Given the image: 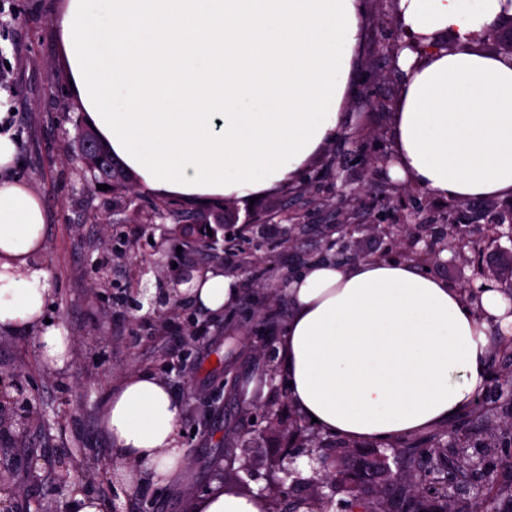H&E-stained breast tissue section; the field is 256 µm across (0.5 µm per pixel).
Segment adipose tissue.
<instances>
[{"mask_svg":"<svg viewBox=\"0 0 512 512\" xmlns=\"http://www.w3.org/2000/svg\"><path fill=\"white\" fill-rule=\"evenodd\" d=\"M506 13L507 0H399L403 26L431 50L399 57L394 178L460 201L512 198V60L467 47ZM360 14V0H67L60 34L79 107L140 188L240 200L295 179L339 129ZM449 34L460 42L452 52L438 45ZM45 224L27 186L0 181V328L41 327L43 359L60 367L67 333L42 323ZM286 291L276 350L288 398L348 441L388 444L447 424L485 386L488 321L512 329L503 290L474 306L414 263L317 261ZM192 293L215 315L239 297L219 269ZM181 415L153 374L110 391L103 427L125 491L140 490L144 474L177 481ZM190 510L269 512V503L215 489Z\"/></svg>","mask_w":512,"mask_h":512,"instance_id":"1","label":"adipose tissue"}]
</instances>
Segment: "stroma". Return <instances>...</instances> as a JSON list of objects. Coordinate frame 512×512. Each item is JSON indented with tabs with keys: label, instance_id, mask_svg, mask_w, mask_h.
Here are the masks:
<instances>
[{
	"label": "stroma",
	"instance_id": "obj_1",
	"mask_svg": "<svg viewBox=\"0 0 512 512\" xmlns=\"http://www.w3.org/2000/svg\"><path fill=\"white\" fill-rule=\"evenodd\" d=\"M14 22L0 29V72L13 82L16 117L11 135L17 145L10 176L42 201L47 215L44 248L38 259L49 272L52 324L64 327L72 340V357L64 366L44 363L36 345L38 329H0V375L22 381L24 395L0 387L9 403L0 412V475L7 480L0 495L10 512H66L70 489L60 488L47 469L75 467V485L92 489L112 504V512H187L191 499L214 487L241 489L255 495L269 491L279 468L308 480L318 464L305 446L293 443L286 429L299 414L286 386L271 389L266 379L275 358L249 339L250 313L234 322L210 325L206 336L185 346L188 317L204 320L205 312L171 316L160 327L153 309L143 308L139 323L128 321L119 298L130 273L164 258L180 262L191 237L182 230L184 216L222 218L229 229L246 214L256 216L291 209L304 213L310 225L298 239L279 245L261 259L258 277L238 276L240 302L259 289L278 292L295 266L297 254L327 253L418 261L430 247L440 248L442 263L429 272L449 287L467 282L495 287L512 284V241L487 237L490 224L512 223L505 200L467 203V216L456 221L458 248H443L430 229L443 224L450 198L394 180L392 112L405 79L395 46L399 20L394 0H361L362 42L354 61L355 90L346 102L344 120L323 153L300 174L304 193L289 203L285 189L228 205L174 199L164 223L148 221V194L116 198L107 191H88L71 158L65 132L78 116L59 39L66 0H11ZM99 222H88L89 214ZM109 259V278L92 279L90 269ZM223 367H215L216 358ZM150 372L163 379L180 399L181 444L187 465L170 486L146 483L139 495L126 493L113 474L118 455L102 426L108 393L125 375ZM237 377L224 386L225 373ZM282 427L265 434L267 411ZM45 469L30 477L31 458Z\"/></svg>",
	"mask_w": 512,
	"mask_h": 512
}]
</instances>
